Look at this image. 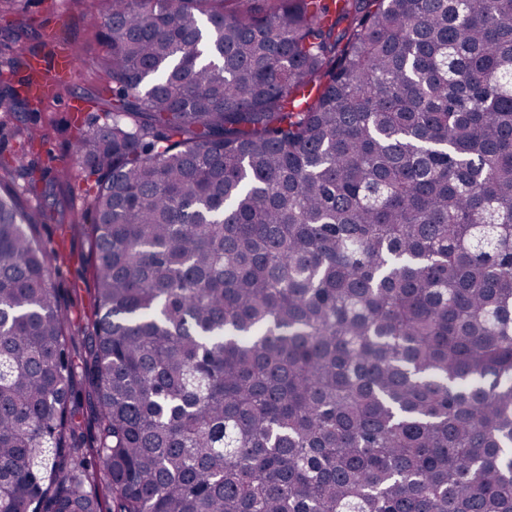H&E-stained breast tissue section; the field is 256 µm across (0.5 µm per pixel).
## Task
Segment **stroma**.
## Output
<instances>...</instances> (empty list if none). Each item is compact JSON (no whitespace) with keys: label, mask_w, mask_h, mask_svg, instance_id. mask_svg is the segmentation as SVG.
I'll return each mask as SVG.
<instances>
[{"label":"stroma","mask_w":512,"mask_h":512,"mask_svg":"<svg viewBox=\"0 0 512 512\" xmlns=\"http://www.w3.org/2000/svg\"><path fill=\"white\" fill-rule=\"evenodd\" d=\"M106 8V0H0V164L8 167L5 179L24 203L49 213L35 234L53 260V285L75 324L91 312L95 280L90 228L77 221L89 206V183L65 103L77 96L88 102L87 128L107 118L109 102L100 94L106 48L93 24ZM51 40L77 50V69L33 112L16 92L18 80L24 62L43 55ZM32 183L34 195L27 190Z\"/></svg>","instance_id":"35a3bbf8"}]
</instances>
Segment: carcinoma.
I'll return each instance as SVG.
<instances>
[{
  "label": "carcinoma",
  "mask_w": 512,
  "mask_h": 512,
  "mask_svg": "<svg viewBox=\"0 0 512 512\" xmlns=\"http://www.w3.org/2000/svg\"><path fill=\"white\" fill-rule=\"evenodd\" d=\"M98 31L80 367L0 180V512H512V0Z\"/></svg>",
  "instance_id": "carcinoma-1"
}]
</instances>
